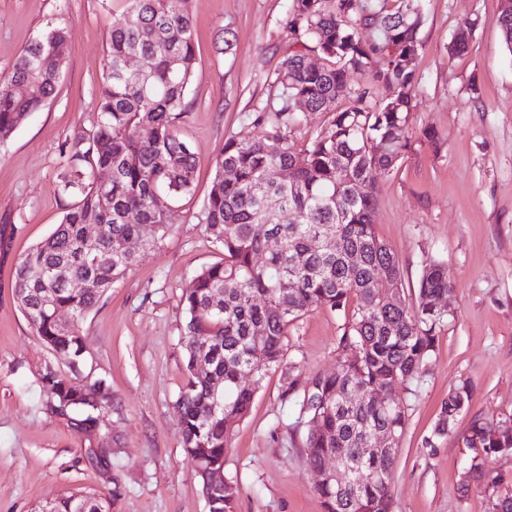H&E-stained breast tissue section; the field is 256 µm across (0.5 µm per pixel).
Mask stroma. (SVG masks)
Returning a JSON list of instances; mask_svg holds the SVG:
<instances>
[{
	"label": "stroma",
	"mask_w": 512,
	"mask_h": 512,
	"mask_svg": "<svg viewBox=\"0 0 512 512\" xmlns=\"http://www.w3.org/2000/svg\"><path fill=\"white\" fill-rule=\"evenodd\" d=\"M423 50L411 150L376 180L375 230L394 251L405 295L430 259L445 262L453 288L448 319L419 383L398 385L407 408L391 479L396 512H490L486 485L466 482L473 420L512 418V56L500 47V0H421ZM286 0H191L197 45L188 111L178 125L196 158V189L144 260L113 284L81 322L78 367L57 361L13 299L20 256L60 223L70 199L57 191L65 140L91 128L108 24L123 0H0V75L45 28L71 32L57 94L0 144V512H42L80 492L110 512H208L180 437L175 401L186 381L180 298L194 275L222 257L205 231L203 201L227 137L265 138L252 123L288 53ZM479 19L469 49L449 57L463 22ZM481 88L472 98L470 83ZM434 131L437 144L423 141ZM341 319L310 310L290 326L285 357L302 380L334 369ZM78 385L105 380L112 410L99 432L52 414L40 388L46 370ZM472 385L451 432L434 427L448 390ZM285 367L266 371L250 412L232 432L225 473L235 512H323L296 417L281 393ZM106 449L112 466L92 461Z\"/></svg>",
	"instance_id": "35a3bbf8"
}]
</instances>
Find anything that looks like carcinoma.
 <instances>
[{"instance_id":"cac0c4a2","label":"carcinoma","mask_w":512,"mask_h":512,"mask_svg":"<svg viewBox=\"0 0 512 512\" xmlns=\"http://www.w3.org/2000/svg\"><path fill=\"white\" fill-rule=\"evenodd\" d=\"M125 2V12L108 30L96 122L76 132L65 151L58 193L75 202L15 268L19 308L54 356L73 366L85 349L80 320L155 245L141 237V226H153L162 238L175 221L170 202L195 191L194 152L175 125L189 107L186 95L195 74L191 0ZM387 2L288 0L284 25L294 49L282 62L272 97L254 118L273 133L263 140L232 135L224 141L202 209L206 232L224 258L201 269L181 297L187 380L175 405L182 446L199 470L224 469L231 432L246 418L256 391L242 379L282 364L290 325L317 307L343 321L335 369L306 385L293 379L282 391L297 425L307 426L302 447L309 469L333 457L350 469L345 479L315 487L324 512H394L395 455H365L363 449L377 429L402 435L406 406L393 398V390L421 378L447 318L436 305L452 288L445 264L433 259L419 277L414 304L395 299L393 289L402 288L399 262L373 224L376 179L392 172L411 148L413 65L423 49L418 5L399 0L391 9ZM497 26L503 49L512 54V0H501ZM474 27L464 22L450 54L467 53L466 35ZM68 48L69 31L51 26L0 77L1 143L55 96ZM133 50L142 59L138 71L127 66ZM313 53L320 63L311 67L307 58ZM350 72L363 80L354 90L347 86ZM30 82L40 85L42 97L19 98L15 86ZM301 107L326 112L329 119L298 150L284 130L299 122ZM132 126L146 135L128 137ZM103 169L112 171L107 184L92 179ZM285 169L287 181L280 178ZM360 182L367 187L363 196L355 191ZM89 216L102 229L95 264L82 255ZM257 224L267 225L265 236L254 234ZM318 238L329 239L330 246L315 249ZM271 239L279 248H269ZM74 281L84 287H71ZM60 309L71 313L72 323L58 318ZM203 364L224 379L223 393L215 394L199 373ZM41 384L53 412L83 431L99 428L105 381L70 386L48 371ZM349 387L361 396L354 404L344 398ZM382 393L385 407L375 399ZM470 393L464 381L449 390L436 435L454 426ZM462 441L474 450L468 473L479 477L488 457L512 453V423L475 420ZM487 489L495 512H512V480L494 477ZM236 495L234 481L224 477V485L208 492L209 512H233ZM49 512L107 509L100 496L85 493Z\"/></svg>"}]
</instances>
